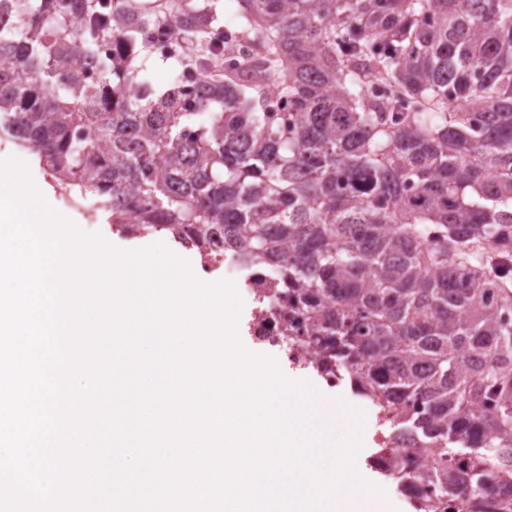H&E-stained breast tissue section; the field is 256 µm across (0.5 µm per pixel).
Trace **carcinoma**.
Masks as SVG:
<instances>
[{"label":"carcinoma","mask_w":512,"mask_h":512,"mask_svg":"<svg viewBox=\"0 0 512 512\" xmlns=\"http://www.w3.org/2000/svg\"><path fill=\"white\" fill-rule=\"evenodd\" d=\"M165 2L191 51L174 70L199 73L180 103L153 97V52L123 23L142 0H0V130L124 236L271 270L321 360L434 449L390 476L459 512L512 495V276L494 265L512 251V0H239L256 62L219 77V0Z\"/></svg>","instance_id":"carcinoma-1"}]
</instances>
